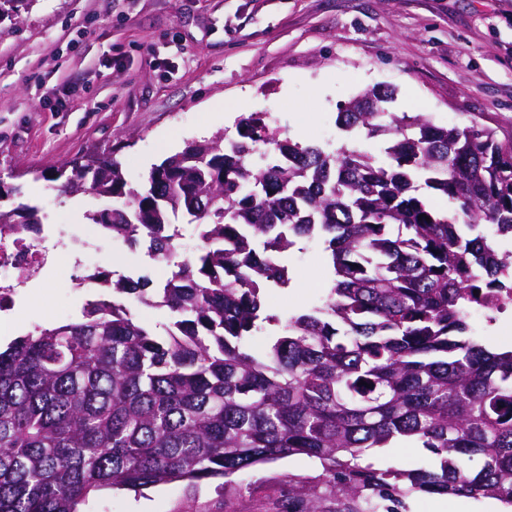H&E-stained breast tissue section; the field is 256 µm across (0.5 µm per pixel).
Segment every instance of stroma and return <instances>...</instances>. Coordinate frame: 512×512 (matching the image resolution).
Returning <instances> with one entry per match:
<instances>
[{
  "mask_svg": "<svg viewBox=\"0 0 512 512\" xmlns=\"http://www.w3.org/2000/svg\"><path fill=\"white\" fill-rule=\"evenodd\" d=\"M392 91L388 108L440 126L469 119L512 128V0H34L0 20V208L38 205L43 223L79 224L100 268L170 266L101 234L86 219L92 195L59 192L49 176L83 155L112 153L128 191L192 142L238 137L262 115L284 136L328 150L347 143L341 106L365 90ZM66 105L54 110L57 97ZM79 253L58 247L33 273L9 318L14 335L77 321L96 295L77 286ZM290 287L269 290L286 318L328 288L314 239L290 253ZM368 463L414 470L436 457L412 444L377 448ZM302 455L258 465L245 489L212 478L140 492L106 491L93 512H281L288 473L311 474Z\"/></svg>",
  "mask_w": 512,
  "mask_h": 512,
  "instance_id": "obj_1",
  "label": "stroma"
}]
</instances>
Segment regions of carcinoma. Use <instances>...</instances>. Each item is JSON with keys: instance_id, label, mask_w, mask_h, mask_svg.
Returning a JSON list of instances; mask_svg holds the SVG:
<instances>
[{"instance_id": "cac0c4a2", "label": "carcinoma", "mask_w": 512, "mask_h": 512, "mask_svg": "<svg viewBox=\"0 0 512 512\" xmlns=\"http://www.w3.org/2000/svg\"><path fill=\"white\" fill-rule=\"evenodd\" d=\"M389 100L372 88L336 117L345 133L385 137L382 160L303 146L250 116L239 139L217 133L166 158L141 192H125L110 154L50 177L111 201L90 223L176 270L92 275L108 298L0 351V512H85L103 488H235L297 454L318 473L288 474L284 512H408L418 492L512 510V350L485 348L467 323L473 310L494 321L493 297L512 289V132L439 126ZM180 219L199 240L181 260ZM38 224L35 205L0 209L3 231ZM314 238L331 286L283 320L264 295L290 286L283 257ZM130 295L168 310L166 335L133 315ZM268 325L267 348L251 351ZM397 440L437 464L365 462Z\"/></svg>"}]
</instances>
